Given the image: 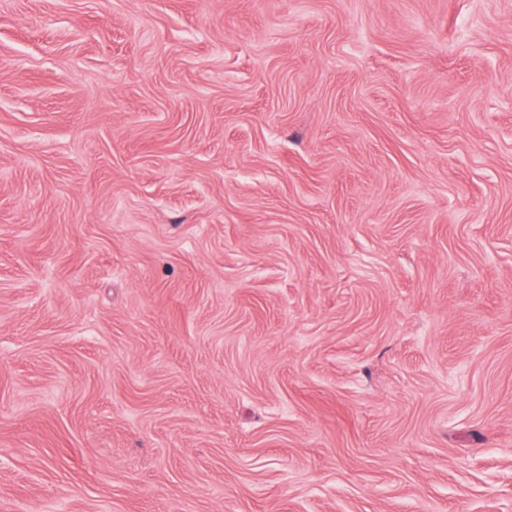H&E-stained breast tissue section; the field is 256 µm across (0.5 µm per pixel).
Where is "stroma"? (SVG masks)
Returning <instances> with one entry per match:
<instances>
[{
    "label": "stroma",
    "instance_id": "1",
    "mask_svg": "<svg viewBox=\"0 0 512 512\" xmlns=\"http://www.w3.org/2000/svg\"><path fill=\"white\" fill-rule=\"evenodd\" d=\"M0 512H512V0H0Z\"/></svg>",
    "mask_w": 512,
    "mask_h": 512
}]
</instances>
